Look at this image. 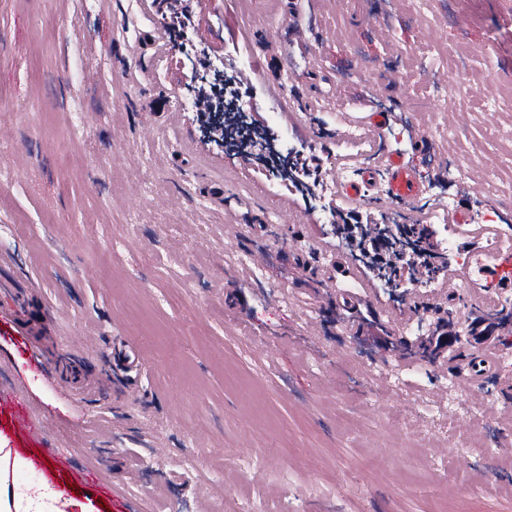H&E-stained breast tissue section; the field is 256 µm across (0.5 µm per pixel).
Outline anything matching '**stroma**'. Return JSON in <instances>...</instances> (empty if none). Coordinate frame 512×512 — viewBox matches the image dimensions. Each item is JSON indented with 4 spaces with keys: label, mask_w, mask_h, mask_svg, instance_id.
<instances>
[{
    "label": "stroma",
    "mask_w": 512,
    "mask_h": 512,
    "mask_svg": "<svg viewBox=\"0 0 512 512\" xmlns=\"http://www.w3.org/2000/svg\"><path fill=\"white\" fill-rule=\"evenodd\" d=\"M254 2L237 24L238 0L200 9L233 108L268 104L278 151L403 156L424 199L340 197L330 220L321 196L285 190L278 159L205 143L177 66L201 45L171 34L152 0H0V269L35 286L77 375L105 377L82 397L76 374L37 375L0 313V394L45 426L29 438L4 406L0 439L68 456L51 479L97 512H210L240 497L263 512H430L441 497L451 512H512V394L498 386L512 375V295L486 305L452 288L454 256L430 287H384L333 230L367 214L413 224L445 203L479 221L475 169L451 180L439 163L488 154L486 129L512 137V0ZM272 40L292 78L273 101L236 65ZM438 49L469 51L465 78L495 80L498 106L430 108ZM379 111L390 121L360 148L332 137L339 113ZM452 314L501 325L499 372L481 385L421 347ZM117 336L148 371L136 399L102 409ZM397 367L411 370L398 388Z\"/></svg>",
    "instance_id": "35a3bbf8"
}]
</instances>
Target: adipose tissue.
<instances>
[{"label": "adipose tissue", "instance_id": "adipose-tissue-1", "mask_svg": "<svg viewBox=\"0 0 512 512\" xmlns=\"http://www.w3.org/2000/svg\"><path fill=\"white\" fill-rule=\"evenodd\" d=\"M34 469L32 458L0 443V512H94L48 477L28 481Z\"/></svg>", "mask_w": 512, "mask_h": 512}]
</instances>
